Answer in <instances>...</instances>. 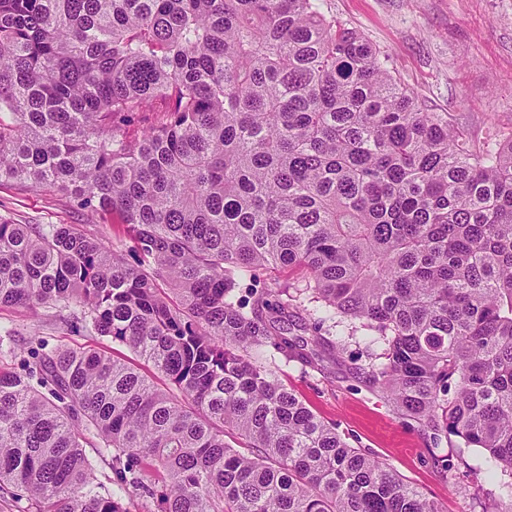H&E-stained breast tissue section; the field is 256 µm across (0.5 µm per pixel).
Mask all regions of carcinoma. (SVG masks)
Wrapping results in <instances>:
<instances>
[{"instance_id":"obj_1","label":"carcinoma","mask_w":512,"mask_h":512,"mask_svg":"<svg viewBox=\"0 0 512 512\" xmlns=\"http://www.w3.org/2000/svg\"><path fill=\"white\" fill-rule=\"evenodd\" d=\"M1 182L132 246L1 215L0 306L165 380L90 347L0 367V485L31 512H442L271 369L336 358L338 316L399 416L512 476V127L423 111L317 0H0ZM58 314L56 310L49 308H40L33 312L23 306H0V326L13 328L19 335L15 338L19 343L25 342L29 336L36 335L47 340L48 349L57 345L71 347L91 345L107 351L115 358L140 364L144 371L150 373V369L143 365L126 346L113 343L110 339L97 336L91 331L73 333Z\"/></svg>"}]
</instances>
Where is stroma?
Here are the masks:
<instances>
[{
    "mask_svg": "<svg viewBox=\"0 0 512 512\" xmlns=\"http://www.w3.org/2000/svg\"><path fill=\"white\" fill-rule=\"evenodd\" d=\"M320 9L362 33L387 68L414 91L425 111L445 112L476 128L487 114L512 123V0H319ZM0 206L23 224H72L127 249L119 223L93 224L64 196L12 183L0 185ZM19 341L44 337L49 346L91 345L135 361L126 346L94 332H71L56 310L0 306V326ZM339 363L278 360L280 381L352 447L383 461L407 483L436 501L442 512H481L474 498L482 483L489 501L511 498L506 476L479 448H462L447 472L435 461L447 456L448 441L433 442L413 420L399 417L391 402L354 374L367 364V338L337 327Z\"/></svg>",
    "mask_w": 512,
    "mask_h": 512,
    "instance_id": "35a3bbf8",
    "label": "stroma"
}]
</instances>
